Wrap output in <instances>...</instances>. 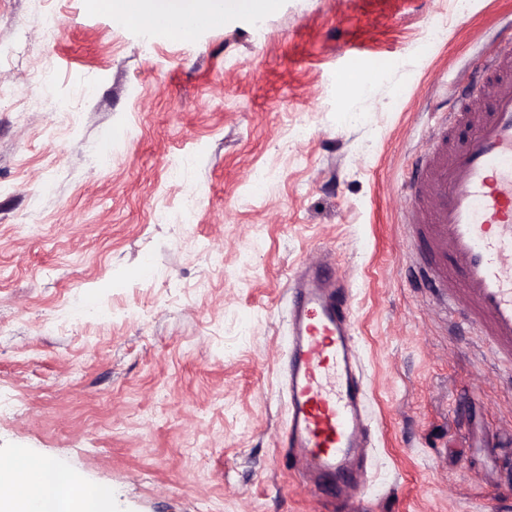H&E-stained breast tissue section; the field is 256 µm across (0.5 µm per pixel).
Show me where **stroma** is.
Masks as SVG:
<instances>
[{
	"label": "stroma",
	"mask_w": 512,
	"mask_h": 512,
	"mask_svg": "<svg viewBox=\"0 0 512 512\" xmlns=\"http://www.w3.org/2000/svg\"><path fill=\"white\" fill-rule=\"evenodd\" d=\"M253 21L186 45L93 0H0V459L36 454L112 512H333L280 446L286 284L326 256L371 427L353 512H512V365L415 281L401 222L512 0H280Z\"/></svg>",
	"instance_id": "stroma-1"
}]
</instances>
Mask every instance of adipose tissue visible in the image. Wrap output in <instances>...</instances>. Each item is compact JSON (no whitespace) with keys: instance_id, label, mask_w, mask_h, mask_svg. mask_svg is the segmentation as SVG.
Wrapping results in <instances>:
<instances>
[{"instance_id":"1","label":"adipose tissue","mask_w":512,"mask_h":512,"mask_svg":"<svg viewBox=\"0 0 512 512\" xmlns=\"http://www.w3.org/2000/svg\"><path fill=\"white\" fill-rule=\"evenodd\" d=\"M110 10H132L135 24L146 26L158 15L173 20L202 13L201 0H101ZM109 496L78 483L67 472L29 459L0 462V512H105Z\"/></svg>"}]
</instances>
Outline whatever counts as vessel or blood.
<instances>
[{
    "instance_id": "obj_1",
    "label": "vessel or blood",
    "mask_w": 512,
    "mask_h": 512,
    "mask_svg": "<svg viewBox=\"0 0 512 512\" xmlns=\"http://www.w3.org/2000/svg\"><path fill=\"white\" fill-rule=\"evenodd\" d=\"M220 13L154 27L180 40ZM466 95L478 108L445 113L433 145L418 161L405 222L427 244L414 274L436 299L480 327L497 354L512 362V37L470 77ZM463 136H456V129ZM332 262L288 282L289 329L283 338L281 387L288 423L281 442L294 467L318 473L321 491L350 505V464L363 428V376L352 342L350 296Z\"/></svg>"
}]
</instances>
